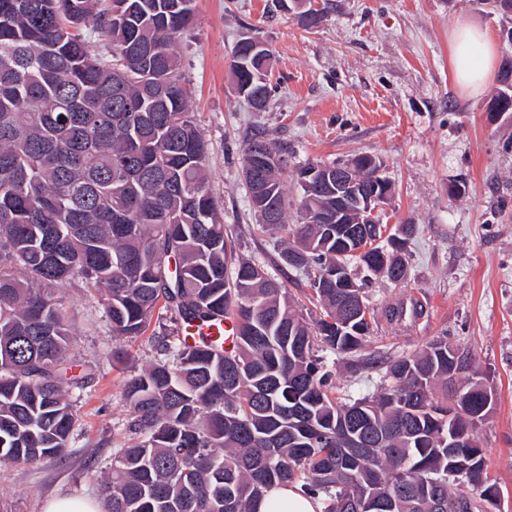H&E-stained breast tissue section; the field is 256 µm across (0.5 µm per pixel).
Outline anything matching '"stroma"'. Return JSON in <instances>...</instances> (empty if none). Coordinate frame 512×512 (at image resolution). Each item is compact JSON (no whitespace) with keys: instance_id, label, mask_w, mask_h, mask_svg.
<instances>
[{"instance_id":"obj_1","label":"stroma","mask_w":512,"mask_h":512,"mask_svg":"<svg viewBox=\"0 0 512 512\" xmlns=\"http://www.w3.org/2000/svg\"><path fill=\"white\" fill-rule=\"evenodd\" d=\"M332 3L326 24L309 32L293 14L272 12L273 0H197L177 50L192 112L210 142V186L224 208L226 239L236 256L264 266L308 305L307 274L280 267L271 239L257 230L241 178L245 135L266 129L296 165L379 157L393 184L382 222L419 231L405 254L404 283L367 281L369 362L353 369L328 355L334 391L376 394L389 362L439 336L468 349L495 393L476 440L500 486V510L512 512V114L487 110L498 81L471 94L448 62L460 20L498 35L512 18L487 15L478 0ZM246 32L275 55L276 92L266 112L250 111L233 89L231 51ZM455 180L466 184L464 194H449ZM52 291L68 319V372L92 379L72 394L77 421L64 458L33 467L0 462V512H45L62 495L100 500L114 449L131 439L123 380L157 358L150 335L113 336L100 294L81 278ZM409 298L424 305V318L388 322L386 306Z\"/></svg>"}]
</instances>
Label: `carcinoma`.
Returning <instances> with one entry per match:
<instances>
[{
	"instance_id": "1",
	"label": "carcinoma",
	"mask_w": 512,
	"mask_h": 512,
	"mask_svg": "<svg viewBox=\"0 0 512 512\" xmlns=\"http://www.w3.org/2000/svg\"><path fill=\"white\" fill-rule=\"evenodd\" d=\"M196 0H0V461L37 466L68 452L76 412L66 378L68 325L47 287L74 277L101 292L112 335L141 336L158 321L160 359L128 378L123 397L136 441L113 453L107 512H255L269 489L292 485L321 512H485L500 499L474 432L493 393L471 357L451 372L445 337L393 361L376 396L332 393L322 352L359 358L371 311L363 283L327 274L360 262L405 280L415 225L399 224L367 256L359 197L386 177L373 157L344 162L356 189L336 203V163L284 175L288 153L265 132L246 141L276 161H255L245 181L262 232L278 236L283 265L315 270L320 317L308 321L284 284L235 260L210 188L209 142L190 110L176 46ZM329 0L296 13L320 29ZM108 47L90 50V38ZM272 49L237 41L231 73L255 112L270 104ZM306 168L318 169L310 184ZM296 209V223L288 211ZM221 315L224 355L192 348L187 323ZM416 323L417 300L387 307Z\"/></svg>"
}]
</instances>
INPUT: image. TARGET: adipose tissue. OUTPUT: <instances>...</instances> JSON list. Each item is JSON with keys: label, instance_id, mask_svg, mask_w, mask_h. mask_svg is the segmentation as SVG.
Segmentation results:
<instances>
[{"label": "adipose tissue", "instance_id": "adipose-tissue-1", "mask_svg": "<svg viewBox=\"0 0 512 512\" xmlns=\"http://www.w3.org/2000/svg\"><path fill=\"white\" fill-rule=\"evenodd\" d=\"M450 67L456 79L471 92H481L496 66V43L488 27L460 23L450 41ZM320 505L294 486L273 487L258 503L257 512H319Z\"/></svg>", "mask_w": 512, "mask_h": 512}]
</instances>
